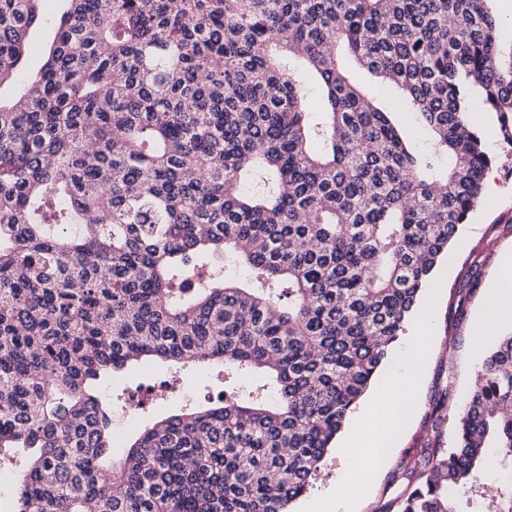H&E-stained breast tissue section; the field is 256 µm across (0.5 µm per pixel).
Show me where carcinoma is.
I'll return each mask as SVG.
<instances>
[{"label":"carcinoma","mask_w":512,"mask_h":512,"mask_svg":"<svg viewBox=\"0 0 512 512\" xmlns=\"http://www.w3.org/2000/svg\"><path fill=\"white\" fill-rule=\"evenodd\" d=\"M64 2L43 65L0 93V463L28 452L14 512H293L479 202L473 105L512 143V24L495 0ZM39 3L0 0V90ZM345 56L399 88L426 147ZM226 253L248 279L208 266ZM143 358L270 381L113 461L95 385ZM507 461L512 333L455 445L381 512H464L458 494ZM491 512H512V487Z\"/></svg>","instance_id":"obj_1"}]
</instances>
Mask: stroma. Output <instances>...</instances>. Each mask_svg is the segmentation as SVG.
I'll use <instances>...</instances> for the list:
<instances>
[{"mask_svg": "<svg viewBox=\"0 0 512 512\" xmlns=\"http://www.w3.org/2000/svg\"><path fill=\"white\" fill-rule=\"evenodd\" d=\"M58 8V0H42L39 6L41 20L29 36L28 72L39 69L53 41ZM478 118L491 156L483 178L482 198L422 293L420 306L427 311L430 332L421 386L411 394L408 417L394 431L386 462L360 497L356 512H379L400 490L393 480L395 474L433 449L453 445L458 409L471 391L472 374L490 348V337L476 335L475 322L503 251L512 250V144L498 134L490 113H479ZM474 263L480 266L479 283L469 292L464 288L465 270ZM461 302L466 305V315L459 319L455 310ZM223 390L224 376L217 369L163 365L148 359L105 377L99 392L112 406L113 458L125 455L130 440L145 428L170 414L204 403L206 397L217 396ZM445 390L450 393L448 408L441 417H432L435 402ZM132 403L138 406L137 416L128 422L121 410ZM361 459L357 448L344 453L331 451L315 485L295 503L293 512H307L312 501L328 494L337 479L350 473Z\"/></svg>", "mask_w": 512, "mask_h": 512, "instance_id": "stroma-1", "label": "stroma"}]
</instances>
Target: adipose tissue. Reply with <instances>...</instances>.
<instances>
[{"label":"adipose tissue","instance_id":"obj_1","mask_svg":"<svg viewBox=\"0 0 512 512\" xmlns=\"http://www.w3.org/2000/svg\"><path fill=\"white\" fill-rule=\"evenodd\" d=\"M489 307L482 315V328H489L496 313L512 307V252L506 253L489 287ZM406 409L403 405L401 382L390 377L379 384L370 405L359 415L357 431L352 440L364 450V469L376 472L384 459L389 432L394 424L402 422Z\"/></svg>","mask_w":512,"mask_h":512}]
</instances>
